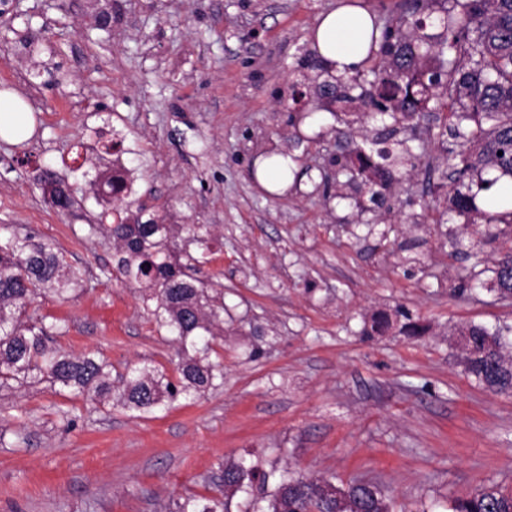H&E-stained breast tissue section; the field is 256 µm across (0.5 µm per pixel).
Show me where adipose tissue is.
<instances>
[{
	"mask_svg": "<svg viewBox=\"0 0 512 512\" xmlns=\"http://www.w3.org/2000/svg\"><path fill=\"white\" fill-rule=\"evenodd\" d=\"M374 26V18L366 9L347 0L346 4L318 18L312 30L313 46L333 71L351 74L360 69L368 57ZM295 168L293 156L285 151L277 152L258 163L255 176L266 191L277 193L287 188Z\"/></svg>",
	"mask_w": 512,
	"mask_h": 512,
	"instance_id": "1",
	"label": "adipose tissue"
}]
</instances>
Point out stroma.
Returning a JSON list of instances; mask_svg holds the SVG:
<instances>
[{
    "label": "stroma",
    "instance_id": "stroma-1",
    "mask_svg": "<svg viewBox=\"0 0 512 512\" xmlns=\"http://www.w3.org/2000/svg\"><path fill=\"white\" fill-rule=\"evenodd\" d=\"M342 0H0V92L31 107L30 132L0 142V224L65 250L84 288L38 299L68 352H96L175 376L180 347L116 280L112 245L92 233L111 200L94 177L125 167L145 218L194 225L203 279L224 293V384L139 417L72 399L49 383L0 389V512H176L224 492V465H257L259 512L291 473L343 487L375 483L390 512H448L483 486L512 489V394L467 376L459 333L512 327L493 266L496 224L445 214L446 111L419 120L423 163L375 203L349 182L337 131L374 152L381 120L324 99L335 83L310 40ZM110 29L94 26L99 9ZM116 142L104 152L105 142ZM298 166L264 190L262 153ZM78 200L63 212L40 180ZM421 334H412L410 325Z\"/></svg>",
    "mask_w": 512,
    "mask_h": 512
}]
</instances>
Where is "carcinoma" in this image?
Instances as JSON below:
<instances>
[{"label":"carcinoma","mask_w":512,"mask_h":512,"mask_svg":"<svg viewBox=\"0 0 512 512\" xmlns=\"http://www.w3.org/2000/svg\"><path fill=\"white\" fill-rule=\"evenodd\" d=\"M426 0H402L398 27L381 43L371 40L369 57L374 80L363 89L360 74L338 82L344 99L370 106L409 136L396 141L398 151L379 139L376 154H368L342 133L346 141L343 170L361 179L374 197L392 189L396 175L416 167L421 155L410 142L416 126L411 121L430 100L451 104L448 131L455 140L443 149L450 170L448 211L478 212L477 193L490 190L497 179H485L488 170L512 179V0H442L443 30L425 32L421 15ZM361 89L355 97L348 91ZM44 183L54 205L73 209L78 201L62 188L65 180L47 172ZM97 194L120 202L112 208V223L93 224L91 230L112 240L117 279L137 289L158 329L173 335L182 358L176 379L148 366H131L112 375V363L93 354L73 355L63 350L34 306L52 296L67 302L83 288L82 276L51 241L36 240L8 224L0 226V388L47 381L69 394L92 396L104 407L120 406L146 413L166 402L174 404L204 395L224 379V364L214 341L224 334V297L209 294L204 282L189 273L199 259L177 247L183 232L193 226L142 220L144 207L128 216L134 201L120 173L97 182ZM494 283L501 299H512V234L499 248ZM462 348L465 371L485 389L512 393V356L505 355L502 331L470 325ZM257 479V470L244 462L224 465V488L236 493ZM271 512H389L378 486L354 481L345 488L299 475L281 482L270 503ZM177 512H229L219 497L186 499ZM448 512H512V490L483 487L454 498Z\"/></svg>","instance_id":"obj_1"}]
</instances>
